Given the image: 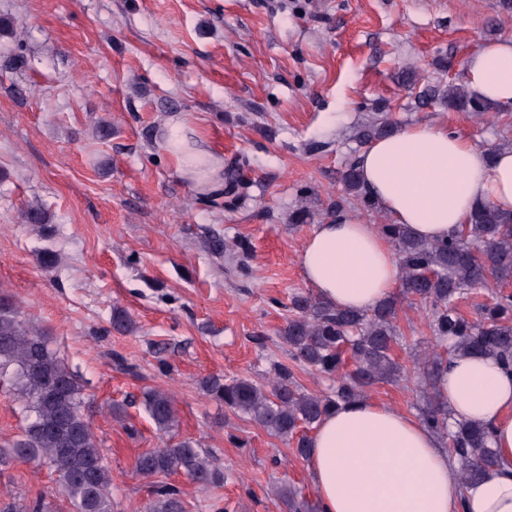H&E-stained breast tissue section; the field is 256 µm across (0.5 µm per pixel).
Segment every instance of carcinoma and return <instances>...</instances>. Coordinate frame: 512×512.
Listing matches in <instances>:
<instances>
[{
  "mask_svg": "<svg viewBox=\"0 0 512 512\" xmlns=\"http://www.w3.org/2000/svg\"><path fill=\"white\" fill-rule=\"evenodd\" d=\"M422 105L440 104L451 110L487 114L500 106L473 97L461 85L426 86L418 93ZM396 132L387 118L357 134L359 146ZM346 195L376 211L359 180L355 164L342 174ZM24 222L48 231L49 216L28 209ZM378 229L395 250L402 278L401 293L423 304L435 344L417 361L422 368L426 404L419 408L421 423L444 441L459 464L460 486L495 471L500 461L489 428L455 419L440 398V383L457 356L483 354L512 370V292L495 291L478 304V317L469 320L458 308L460 299L512 279V213L487 203L478 206L470 222L448 238L425 241L406 224H380ZM290 315L280 330L288 345L284 361L271 364L273 376L264 384L247 378L205 377L203 390L224 408L249 417L270 434L293 445L305 459L307 431L338 407L368 396L378 383L402 380L403 368L394 358L398 343L397 303L388 298L369 311L340 309L312 293L291 295ZM111 328L128 334L135 328L128 312L112 309ZM308 368L333 380L327 392H309L297 372ZM9 384L29 411L27 422L13 439L0 443V474L15 463L45 467L54 473L60 492L75 512H114L112 473L101 453L92 426L83 412L82 386L64 358L50 348L47 334L30 327L12 296L0 293V386ZM142 404L161 435V445L141 453L134 472L143 477L183 473L204 488L224 484V472L190 439L177 440L173 398L160 389L143 393ZM274 495L282 512H319L317 505L297 500L281 483ZM0 512H45L42 499H12ZM149 512H187L181 490L161 481L155 485Z\"/></svg>",
  "mask_w": 512,
  "mask_h": 512,
  "instance_id": "obj_1",
  "label": "carcinoma"
}]
</instances>
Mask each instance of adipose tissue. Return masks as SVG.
I'll list each match as a JSON object with an SVG mask.
<instances>
[{
	"instance_id": "obj_1",
	"label": "adipose tissue",
	"mask_w": 512,
	"mask_h": 512,
	"mask_svg": "<svg viewBox=\"0 0 512 512\" xmlns=\"http://www.w3.org/2000/svg\"><path fill=\"white\" fill-rule=\"evenodd\" d=\"M465 82L471 94L512 106V38L474 50ZM356 164L392 222L427 240L447 238L484 203L512 213V149L491 154L441 126H409L375 140ZM299 263L316 295L345 309L374 307L401 278L376 225L345 214L316 225ZM441 394L454 418L490 426L499 469L460 487L437 435L367 397L331 411L311 434L307 470L320 512H512V371L489 356L458 357Z\"/></svg>"
}]
</instances>
